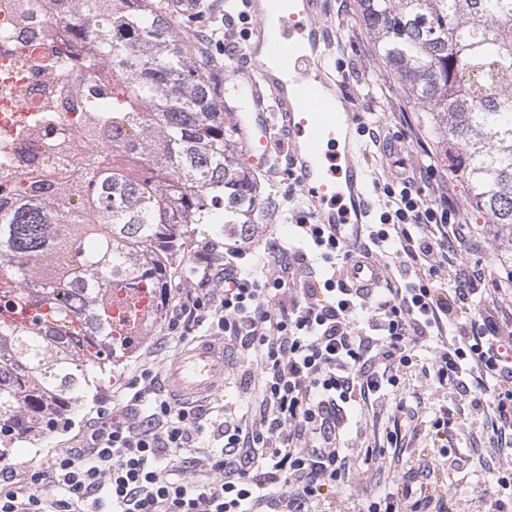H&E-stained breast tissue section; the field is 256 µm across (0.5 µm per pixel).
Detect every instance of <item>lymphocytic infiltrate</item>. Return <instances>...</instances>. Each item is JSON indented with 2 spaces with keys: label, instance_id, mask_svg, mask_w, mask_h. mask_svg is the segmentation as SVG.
Returning <instances> with one entry per match:
<instances>
[{
  "label": "lymphocytic infiltrate",
  "instance_id": "f902f5d3",
  "mask_svg": "<svg viewBox=\"0 0 512 512\" xmlns=\"http://www.w3.org/2000/svg\"><path fill=\"white\" fill-rule=\"evenodd\" d=\"M434 165L383 186L388 206L369 225L365 255L384 258L396 278L377 288L338 279L346 253L324 225L300 219L306 248L270 244L277 277L258 278L224 248L222 268L197 271L167 323L180 336L207 325L246 367L252 400L241 415L207 420L202 406L176 404L142 369L134 397L144 412L90 422L88 448L42 464L0 466V512H448L452 488L442 462L452 439L440 416L419 449L421 482L399 476L376 496L350 464L345 435L417 349L439 393L454 390L497 414L512 432V310L481 308L487 287L512 275L490 264L466 269L463 243L474 231L450 193L428 198ZM211 445L186 456L203 436ZM487 443L512 487V448Z\"/></svg>",
  "mask_w": 512,
  "mask_h": 512
}]
</instances>
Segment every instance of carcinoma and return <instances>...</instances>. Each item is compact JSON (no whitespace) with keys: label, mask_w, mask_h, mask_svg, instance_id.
Instances as JSON below:
<instances>
[{"label":"carcinoma","mask_w":512,"mask_h":512,"mask_svg":"<svg viewBox=\"0 0 512 512\" xmlns=\"http://www.w3.org/2000/svg\"><path fill=\"white\" fill-rule=\"evenodd\" d=\"M383 58L448 174L512 260V0H359ZM83 19L67 64L84 70L77 120L92 152L52 197L19 176L0 214V446L49 428L102 386L115 358L162 320L175 265L214 224L245 243L279 215L241 162L221 86L163 0H51ZM147 301L115 338L112 307Z\"/></svg>","instance_id":"obj_1"}]
</instances>
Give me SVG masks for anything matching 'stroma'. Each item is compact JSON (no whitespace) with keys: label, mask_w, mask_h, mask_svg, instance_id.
Instances as JSON below:
<instances>
[{"label":"stroma","mask_w":512,"mask_h":512,"mask_svg":"<svg viewBox=\"0 0 512 512\" xmlns=\"http://www.w3.org/2000/svg\"><path fill=\"white\" fill-rule=\"evenodd\" d=\"M207 7L200 25L210 32L209 45L216 57H223L225 49L243 44L248 21L241 15L227 16L224 0H203ZM325 22L330 39L329 58L342 66L346 78L341 86L349 98L354 112L359 113L363 125L379 126L381 132L390 133L395 153L407 165L422 164L424 157L419 145L401 139L403 120H411L419 135H426L424 113L418 112L413 102L404 96L392 70L379 55L377 46L367 30L360 13L359 0H326ZM268 191L286 204L288 219L276 224L258 225L253 238L244 250L249 263L262 262L265 248L269 243H288L294 235V226L306 210L298 188L291 180L286 167L276 171H261ZM223 238L198 236L186 250L180 267L172 280L174 286L190 287V272L194 267L220 264L224 261ZM165 326L150 329L135 351L117 359L110 374L105 376L103 387L97 399L84 401L82 406L70 416L69 423L46 438L29 439L16 444L8 456L16 466H30L44 462L49 451L67 450L75 446L84 432L88 421L95 417L99 403H117L128 413L138 412L140 406L133 398L129 387L137 370L149 367L160 370L161 366L182 347V339H172L166 348H158V340L165 333ZM425 358H416L413 366L401 373L396 395H386L375 402L372 409L359 417L356 428L357 446L383 448L387 445L386 435L390 430H398L402 445L406 448H428L432 442L427 434L426 423L438 414L439 407L431 395L434 377L426 375ZM241 369L227 370L224 388L212 395L200 398L204 408L225 409L239 412L250 396V391L241 377ZM403 398L408 406L416 409L421 424L418 429L408 426H395L394 410L396 398ZM448 417L455 430L453 443L469 449L470 456L461 464H449L448 479L453 482L456 494L448 504L450 512H476L478 495L485 486L492 483L496 475L497 463L486 450L484 442L493 433L498 418L494 412L474 411L467 401L457 395H449Z\"/></svg>","instance_id":"1"}]
</instances>
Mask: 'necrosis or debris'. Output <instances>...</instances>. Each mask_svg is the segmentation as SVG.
<instances>
[{"label": "necrosis or debris", "instance_id": "obj_1", "mask_svg": "<svg viewBox=\"0 0 512 512\" xmlns=\"http://www.w3.org/2000/svg\"><path fill=\"white\" fill-rule=\"evenodd\" d=\"M27 23L17 20L16 0H0V159H7L12 175L34 177L41 189L77 185L83 182L85 170L77 150L83 137L71 110V96L79 74L48 70L34 74L17 57L25 52L30 58L45 56L51 43L66 39L67 20L50 11L46 0H28ZM55 96L54 126L65 129L68 137L64 154H44L32 150L28 135L22 132L21 117L15 116L17 105H25L27 114L41 110L47 96Z\"/></svg>", "mask_w": 512, "mask_h": 512}]
</instances>
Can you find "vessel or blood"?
<instances>
[{
  "label": "vessel or blood",
  "instance_id": "obj_1",
  "mask_svg": "<svg viewBox=\"0 0 512 512\" xmlns=\"http://www.w3.org/2000/svg\"><path fill=\"white\" fill-rule=\"evenodd\" d=\"M243 6L253 28L228 56L246 76L247 95L240 103L223 101L222 109L246 131L256 168H265L271 154L284 155L310 217L348 252L341 279L376 287L379 267L359 256L371 216L360 122L339 89L342 69L328 62L323 0H244ZM162 373L173 399L206 396L224 379V349L193 340Z\"/></svg>",
  "mask_w": 512,
  "mask_h": 512
}]
</instances>
